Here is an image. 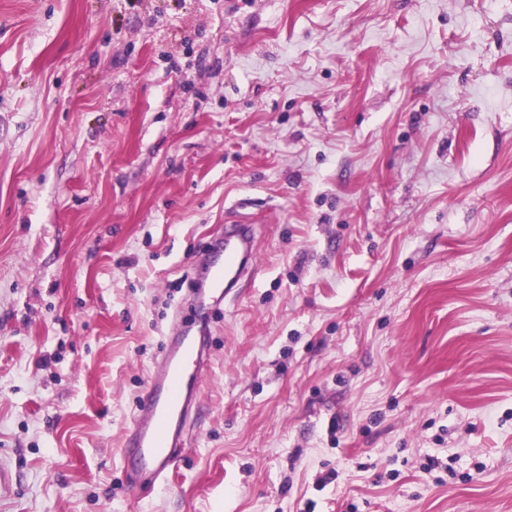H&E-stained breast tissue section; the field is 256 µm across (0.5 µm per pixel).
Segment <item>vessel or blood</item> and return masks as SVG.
Listing matches in <instances>:
<instances>
[{
  "label": "vessel or blood",
  "instance_id": "vessel-or-blood-1",
  "mask_svg": "<svg viewBox=\"0 0 512 512\" xmlns=\"http://www.w3.org/2000/svg\"><path fill=\"white\" fill-rule=\"evenodd\" d=\"M259 264L252 225L232 224L224 239L198 266L210 290L197 304L198 314L222 305L234 288L250 279ZM210 351L192 324L179 322L168 338L164 353L150 373L121 450L128 488L139 491L147 484L166 485L183 457L185 423L199 402Z\"/></svg>",
  "mask_w": 512,
  "mask_h": 512
}]
</instances>
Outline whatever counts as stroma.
Wrapping results in <instances>:
<instances>
[{
  "label": "stroma",
  "instance_id": "stroma-1",
  "mask_svg": "<svg viewBox=\"0 0 512 512\" xmlns=\"http://www.w3.org/2000/svg\"><path fill=\"white\" fill-rule=\"evenodd\" d=\"M230 218L261 269L130 493ZM310 500L512 512V0H0V512ZM210 351L193 324L180 320L150 373L121 448L128 488L166 486L183 457L185 423L196 411Z\"/></svg>",
  "mask_w": 512,
  "mask_h": 512
}]
</instances>
